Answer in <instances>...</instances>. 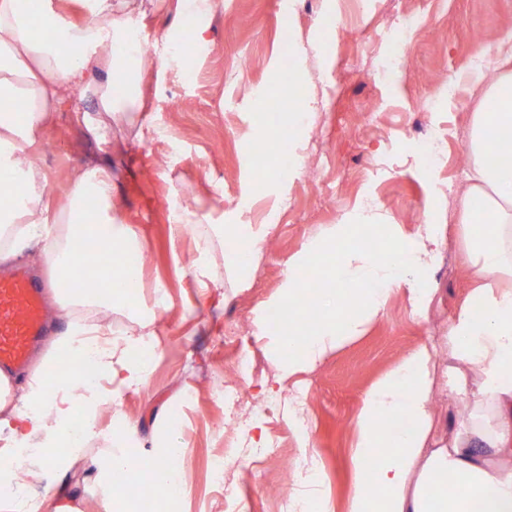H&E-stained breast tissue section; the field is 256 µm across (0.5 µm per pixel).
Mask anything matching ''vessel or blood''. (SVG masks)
<instances>
[{
	"mask_svg": "<svg viewBox=\"0 0 512 512\" xmlns=\"http://www.w3.org/2000/svg\"><path fill=\"white\" fill-rule=\"evenodd\" d=\"M43 285L23 269L0 275V369L19 372L49 332Z\"/></svg>",
	"mask_w": 512,
	"mask_h": 512,
	"instance_id": "1",
	"label": "vessel or blood"
}]
</instances>
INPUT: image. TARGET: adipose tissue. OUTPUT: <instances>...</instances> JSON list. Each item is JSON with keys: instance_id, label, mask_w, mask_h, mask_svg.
<instances>
[{"instance_id": "1", "label": "adipose tissue", "mask_w": 512, "mask_h": 512, "mask_svg": "<svg viewBox=\"0 0 512 512\" xmlns=\"http://www.w3.org/2000/svg\"><path fill=\"white\" fill-rule=\"evenodd\" d=\"M84 21L49 11L31 15L24 0H0V263L16 257L28 243L40 246L41 261L62 278L88 240L112 248L114 278L129 272L127 258L139 254L133 225L110 218L102 229L89 222L88 197L101 206L112 199V174L94 165L78 170L61 200L48 192L38 164L18 168L17 157L35 145L51 124L60 100L91 98L84 113L87 131L98 140L112 137L116 122L136 125L135 138L148 144L160 137L153 123L135 122V92L140 75L131 37L141 16L136 0H70ZM47 30L40 38L36 29ZM80 49L68 54V46ZM468 79L481 93L468 134L469 165L461 192L458 241L470 277L468 300L449 316L441 344L421 340L363 397L351 450L353 486L345 512H512V163L493 164L494 149L512 152V31L495 36L489 55ZM372 213L361 211L329 235L310 239L289 258V274L279 299L280 336L267 346L278 386L299 372L318 369L362 326L382 317L389 297L404 292L418 312L427 311L440 293L434 272L446 241L442 224H422L411 235L399 225L378 234ZM224 237L240 241L225 253L238 278L255 267L271 231L267 224H227ZM328 262L324 285L313 291L312 309L298 305L307 288L301 268ZM55 301L70 322L50 353L34 370L22 394L0 373V444L19 449L11 472L42 474L48 467H71L83 456L56 449L68 429L79 381L43 377L64 357H75L81 336L91 331L75 312L80 307L108 311L128 307L124 294H98L65 288ZM155 320L133 318L120 338L98 353L100 372L120 387H143L150 366L138 358L155 333ZM447 350L450 364L439 359ZM463 404L464 423L447 441L433 439L437 395ZM402 422L383 430L382 422ZM294 483L291 512H332L320 492V468L303 455Z\"/></svg>"}]
</instances>
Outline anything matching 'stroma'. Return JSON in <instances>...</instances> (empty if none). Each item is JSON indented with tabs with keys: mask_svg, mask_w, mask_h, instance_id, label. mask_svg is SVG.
<instances>
[{
	"mask_svg": "<svg viewBox=\"0 0 512 512\" xmlns=\"http://www.w3.org/2000/svg\"><path fill=\"white\" fill-rule=\"evenodd\" d=\"M511 29L512 0H222L193 62L144 74L138 117L157 125L161 140L138 146L123 124L113 128L111 142L96 141L69 101L58 104L42 134L55 149L36 154L50 191L66 192L82 166L108 164L114 214L140 232L146 262L134 305L155 312L158 351L149 384L120 390L118 402L131 424L123 435L129 455L147 456L168 443L186 450L179 464L185 493L161 499L159 512H224V495L212 488L208 472L212 456L225 452L230 422L212 389L213 378L235 362L224 330L239 327L244 347L265 359L263 339L272 330L259 320L261 307L278 301L289 258L367 207L407 234L426 221L457 223L461 156L480 102L466 73L485 41ZM397 37L407 40L409 54L395 64ZM286 84L316 101L293 129L265 118ZM285 137L305 161L287 174L279 161ZM258 141L267 147L260 164L252 151ZM159 154L167 155V167H155ZM189 193L207 224L272 223L249 287H233L220 255L208 271L209 287H200L195 232L169 235L172 207ZM435 278L442 293L427 313H415L394 293L381 319L343 343L317 372L298 374L308 448L300 447L280 410L267 416L278 444L272 453L225 452L226 484L245 512H289L294 486L284 469L305 450L321 465L334 512H343L362 397L417 340L439 341L468 294L457 240L444 247ZM159 283L166 294L160 311L154 308ZM189 387L196 399L187 423L172 426ZM109 426V412H101L84 460L32 479L39 497L60 480L71 488L72 512H132V497L107 501L112 479L91 464Z\"/></svg>",
	"mask_w": 512,
	"mask_h": 512,
	"instance_id": "1",
	"label": "stroma"
}]
</instances>
